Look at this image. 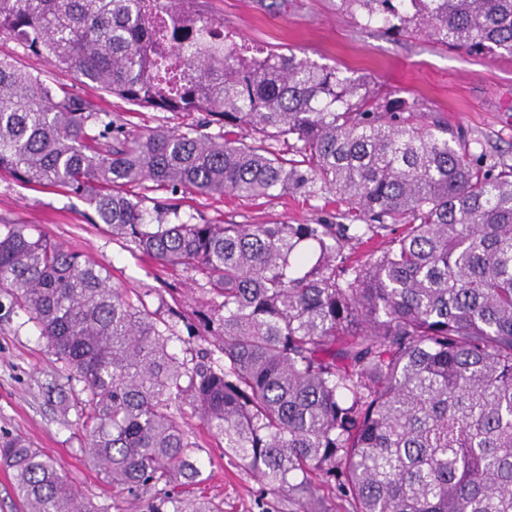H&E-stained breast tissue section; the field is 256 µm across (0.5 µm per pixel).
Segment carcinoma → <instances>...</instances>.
<instances>
[{"mask_svg": "<svg viewBox=\"0 0 512 512\" xmlns=\"http://www.w3.org/2000/svg\"><path fill=\"white\" fill-rule=\"evenodd\" d=\"M341 3L512 56V0ZM0 34L129 105L203 115L131 134L0 56V175L83 197L213 296V350L188 359L105 266L0 232V295L61 363L62 411L117 492L211 512L168 490L202 475L187 405L292 512H512V165L335 66L246 56L200 0H0ZM145 181L254 200L318 184L347 223L173 222L126 192ZM0 463L27 512H93L24 438L0 436Z\"/></svg>", "mask_w": 512, "mask_h": 512, "instance_id": "1", "label": "carcinoma"}]
</instances>
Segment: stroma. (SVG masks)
Wrapping results in <instances>:
<instances>
[{
  "mask_svg": "<svg viewBox=\"0 0 512 512\" xmlns=\"http://www.w3.org/2000/svg\"><path fill=\"white\" fill-rule=\"evenodd\" d=\"M224 23L231 39L251 50L295 53L364 78L370 86L414 105L427 120L447 122L462 133L486 165H512V56H475L451 49L425 32L396 34L384 24L366 23L341 0H202ZM0 55L15 56L30 71L43 72L72 93L97 99L99 106L136 133L165 124L182 127L196 115L157 112L132 106L81 83L75 74L48 66L0 36ZM154 199L177 204L181 220L192 224L340 223L336 198L321 191L249 200L157 191ZM25 224L32 236L105 266L112 285L144 296L162 318L197 322L210 305L201 275L163 267L143 257L131 242L113 239L85 200L75 194L32 188L0 177V225ZM59 365L27 315L0 308V434L25 436L62 465L83 501L97 512H151L148 499L118 494L84 458V433L75 415L54 404L61 385ZM189 432L200 447L202 481L178 488L184 501L206 502L214 512H288L283 498L263 492L257 478L212 434L191 409H184Z\"/></svg>",
  "mask_w": 512,
  "mask_h": 512,
  "instance_id": "obj_1",
  "label": "stroma"
}]
</instances>
